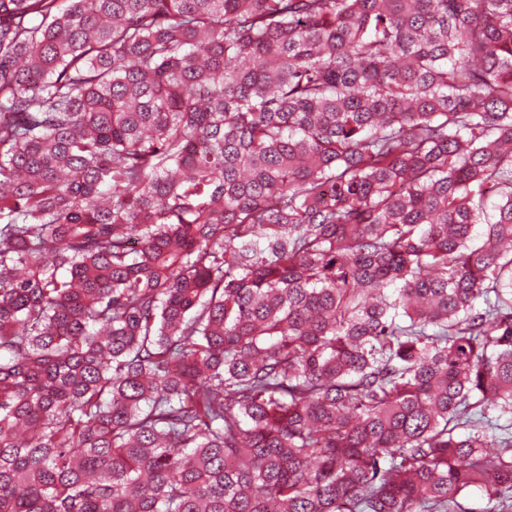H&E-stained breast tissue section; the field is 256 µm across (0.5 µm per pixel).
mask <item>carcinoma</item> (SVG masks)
I'll return each instance as SVG.
<instances>
[{"label":"carcinoma","mask_w":512,"mask_h":512,"mask_svg":"<svg viewBox=\"0 0 512 512\" xmlns=\"http://www.w3.org/2000/svg\"><path fill=\"white\" fill-rule=\"evenodd\" d=\"M512 512V0H0V512Z\"/></svg>","instance_id":"1"}]
</instances>
